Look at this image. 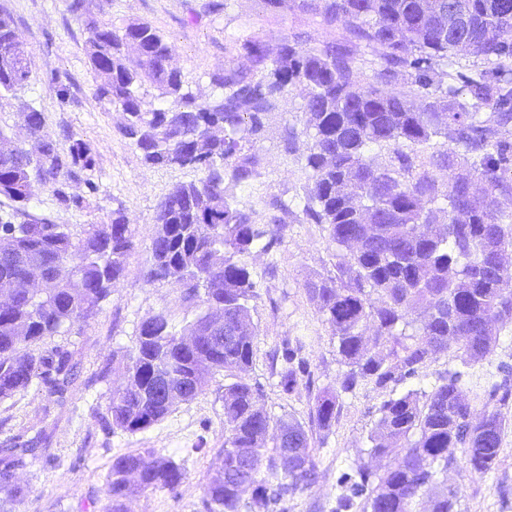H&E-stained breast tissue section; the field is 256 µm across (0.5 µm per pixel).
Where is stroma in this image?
<instances>
[{"instance_id":"1","label":"stroma","mask_w":512,"mask_h":512,"mask_svg":"<svg viewBox=\"0 0 512 512\" xmlns=\"http://www.w3.org/2000/svg\"><path fill=\"white\" fill-rule=\"evenodd\" d=\"M71 0H0L22 35L34 62L28 86L0 97V126L20 133L29 107L42 111L48 131L61 150L72 140L86 142L95 158L91 174L97 184L89 193L85 184L71 183V193L86 196L88 208L61 205L52 189L39 190L29 207L32 215L56 224H98L113 209L124 207L133 226L136 247L124 273L91 319L72 324L61 335L46 339L45 352H67L74 374L61 393L40 386L0 402V447L16 439L34 441L38 451L19 472L26 489L13 512H106L105 484L113 458L139 448H156L184 465L188 478L178 497L148 491L131 498L128 512H207L206 489L221 466L224 449V378L216 376L207 390L190 402L178 403L172 413L145 432L135 435L104 426L109 400L126 382L125 367L143 321L158 309L170 308L180 319H193L195 309L182 301L179 289L146 284L143 272L155 232L157 206L169 187L191 182L199 170L152 168L120 132L121 113L108 109L95 95L96 80L84 52L95 21L117 26L148 22L175 48V63L193 91H211L210 75L224 63L238 60V37L258 36L277 46L282 35L304 36L309 43L337 41L343 30L322 25L319 16L293 5L272 13L264 0H229L225 14H212L204 0H84L81 13L70 10ZM67 97H59L60 86ZM261 157L252 193H239L240 202L255 208L279 200L285 203L303 194L306 180L303 154L284 156L275 136L257 142ZM283 242L250 262L257 298L251 301L255 327L253 361L246 372L259 384L264 405L273 420L292 419L306 428L317 450L320 478L303 493L289 498L288 512H334L347 488L346 473L366 467L382 473L384 463L370 454L369 436L380 418V407L395 394L417 383L433 385L457 372L476 414L494 408L507 421L496 465L483 474L470 473L463 464L450 465L449 485L457 492V512H512V400L495 406L486 392L500 381L501 366L512 367V324L495 327L497 348L486 360L466 366L454 350L437 354L421 372L392 389L362 386L343 398L330 432L312 425L309 410L319 390L335 387L344 367L336 353L329 324L309 300L307 280L335 274L339 261L324 226L289 219ZM302 339L311 370V386L285 392L273 370L272 354L285 341Z\"/></svg>"}]
</instances>
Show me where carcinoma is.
<instances>
[{
  "mask_svg": "<svg viewBox=\"0 0 512 512\" xmlns=\"http://www.w3.org/2000/svg\"><path fill=\"white\" fill-rule=\"evenodd\" d=\"M308 7L323 24L345 30L344 40L303 47L282 36L272 54L260 37H240L244 62L212 73L205 97L189 89L173 45L147 22L94 24L85 45L100 79L95 95L122 112L121 133L146 165L183 168L197 144L207 151L202 177L173 185L160 201L145 272L146 283L180 289L198 313L183 323L162 308L140 325L128 384L102 417L125 433H142L229 373L224 475L207 484V512H241L242 485L259 507L287 512L288 496L320 477L300 423L281 419L270 434L262 388L245 377L253 337L232 336L252 325L250 259L282 242L281 226L293 213L283 202L259 213L237 200L259 164L246 145L265 136L286 95L304 93L302 129L286 126L279 137L287 155L297 152L299 137L307 141L303 219L326 226L345 252L336 275L305 284L346 367L338 388L314 396L311 422L330 432L341 394L417 376L448 349L450 336L461 363L476 364L494 353L492 326L512 323V266L497 265L499 256L512 257V0H310ZM17 33L11 15L0 12V96L32 75L31 58L16 49ZM131 39L142 49L137 58L128 51ZM362 47L375 55L372 83H363L354 64ZM460 53L495 65L496 76L479 72L460 76L459 87L448 84ZM147 86L157 91L149 100ZM489 102L495 111H480ZM25 117L33 148L0 153V197L10 201L0 233L14 242L0 254V401L35 383L51 394L61 390L73 375L68 355H46L39 344L95 315L134 249L121 206L100 224H53L30 214L44 188L67 208H86L89 201L67 188L82 180L94 189L83 178L94 159L81 140L62 151L40 110L31 107ZM200 224L209 226L208 236H200ZM33 268L44 271L43 287L16 288ZM186 335L197 337V346H180ZM303 349L299 338L282 346L278 376L286 392L302 379L311 384ZM168 389L180 397L168 399ZM488 396L503 404L512 397L511 371ZM379 427L370 437L373 455L400 453L375 482L366 469L344 475L349 494L341 509L362 497L368 512H416L422 488L457 453L479 474L496 464L505 422L496 411L475 417L455 372L429 390L384 401ZM33 453L25 444L0 448V491L24 494L17 472ZM186 479L180 463L154 448L117 455L106 480L109 512H124L136 493L176 496ZM455 505L456 491L445 485L430 512H454Z\"/></svg>",
  "mask_w": 512,
  "mask_h": 512,
  "instance_id": "cac0c4a2",
  "label": "carcinoma"
}]
</instances>
